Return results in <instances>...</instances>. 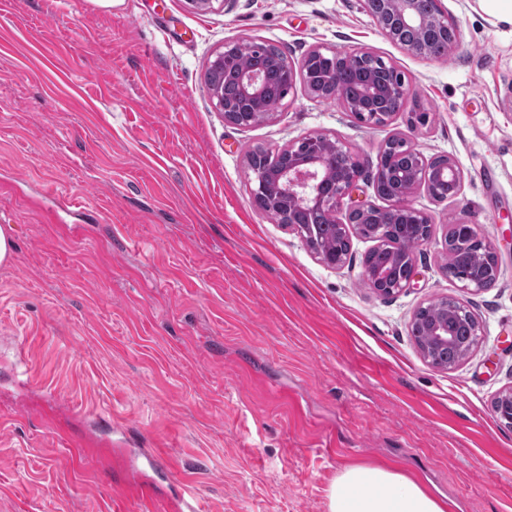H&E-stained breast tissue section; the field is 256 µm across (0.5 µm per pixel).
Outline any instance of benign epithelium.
<instances>
[{"label": "benign epithelium", "instance_id": "1", "mask_svg": "<svg viewBox=\"0 0 512 512\" xmlns=\"http://www.w3.org/2000/svg\"><path fill=\"white\" fill-rule=\"evenodd\" d=\"M365 7L381 34L405 51L417 56L427 55V45L435 37H444L447 52H452L459 44L460 29L456 19L448 12L443 0H364ZM265 42L242 38L224 44V50L216 53L208 62L206 71L214 76L205 78L214 108L224 113V120L239 127L255 125L271 114L269 108L270 85L262 67L244 68L239 72L241 94L238 99H224V62L233 54L254 53L263 49ZM315 58L326 59L331 64L330 71L323 76L324 81L339 80L343 66L355 60L365 65L380 63L385 67L392 63L383 60L367 48L353 47L346 51L333 48L310 50L299 62L294 63L283 56L276 66L288 75L291 88L303 85L313 97L324 98L323 92L309 79V68ZM362 94L359 99L336 98L342 109L354 119L367 126L386 124L401 112L413 93L404 81L386 82L374 75L362 81ZM402 141L412 156L410 169L401 171L388 160L390 146ZM260 161L248 157V170L253 175L254 188L252 202L261 211L280 210L277 194L284 193L288 198L301 200L325 213L330 222L342 230L347 241H352V233L362 237L398 223L399 218L413 215L417 222L431 226L432 218L410 203V197L419 189L430 190L436 182L452 187L448 199L456 200L463 188V174L454 159L443 157V164L436 167L420 150L411 145L405 137L392 136L381 146L379 161L373 178V187L383 180L394 185L389 197L391 204L386 208L374 204H354L350 207L346 221H341L344 198L352 195L363 175V164L359 156L352 152L336 137L327 134H309L283 147L262 150ZM280 223L298 234L306 246L330 268L340 270L349 264L351 251H346L339 259L325 258L321 248L309 235L306 227L290 224L286 213H281ZM403 274L398 282H392V271L378 268L365 272V280L370 288L383 298H392L410 287L415 273L413 255L402 259ZM427 345L420 348L424 359H430L434 351L458 352L457 362L468 358L479 345L482 336L479 321H474L473 338L459 336L448 322V311L427 327ZM494 413L500 420L512 424V386L499 392L493 403Z\"/></svg>", "mask_w": 512, "mask_h": 512}]
</instances>
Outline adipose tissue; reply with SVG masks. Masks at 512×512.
Returning a JSON list of instances; mask_svg holds the SVG:
<instances>
[{
    "label": "adipose tissue",
    "instance_id": "1",
    "mask_svg": "<svg viewBox=\"0 0 512 512\" xmlns=\"http://www.w3.org/2000/svg\"><path fill=\"white\" fill-rule=\"evenodd\" d=\"M328 512H447L448 506L414 478L386 467L342 470L328 496Z\"/></svg>",
    "mask_w": 512,
    "mask_h": 512
}]
</instances>
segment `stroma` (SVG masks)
Returning a JSON list of instances; mask_svg holds the SVG:
<instances>
[{
    "label": "stroma",
    "mask_w": 512,
    "mask_h": 512,
    "mask_svg": "<svg viewBox=\"0 0 512 512\" xmlns=\"http://www.w3.org/2000/svg\"><path fill=\"white\" fill-rule=\"evenodd\" d=\"M444 4L459 44L421 58L362 0H0V225L16 244L0 264V512H141L112 499L118 448L160 449L206 512H328L356 462L416 478L448 512H512V429L492 410L512 386V23ZM243 37L294 62L365 47L415 97L367 128L299 86L267 121L229 124L204 72ZM314 133L360 155L363 200L394 135L464 175L458 200L413 195L433 233L393 299L366 283L373 240L338 271L251 202L248 154ZM461 217L497 249L480 293L446 270ZM442 297L482 327L448 371L410 334Z\"/></svg>",
    "instance_id": "1"
}]
</instances>
